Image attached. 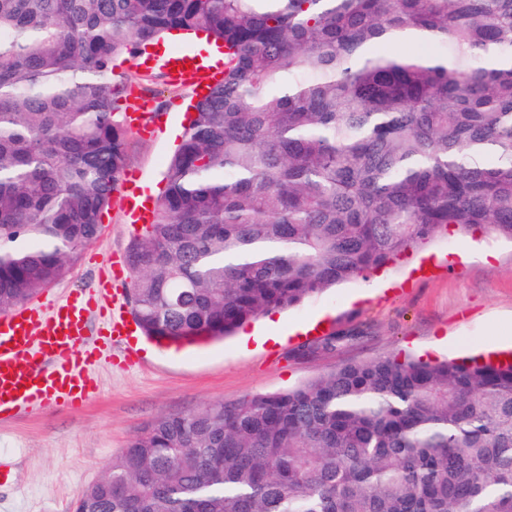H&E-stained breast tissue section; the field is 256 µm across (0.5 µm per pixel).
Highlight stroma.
Here are the masks:
<instances>
[{"label":"stroma","mask_w":512,"mask_h":512,"mask_svg":"<svg viewBox=\"0 0 512 512\" xmlns=\"http://www.w3.org/2000/svg\"><path fill=\"white\" fill-rule=\"evenodd\" d=\"M157 76L134 81L151 89L156 131L130 134L127 172L138 192L157 198L168 160L186 123L191 88ZM138 231L120 199L103 219L66 276L46 288L53 303L89 287L125 258ZM339 336L335 349L307 345L311 328ZM279 334V343L268 334ZM137 360L120 348L95 367L98 392L74 411L34 409L0 424V449L17 454L15 480L0 488V512H73L84 487L125 448L129 438L161 414L187 413L213 400L285 390L339 366L400 353L445 360L512 352V242L443 232L367 279L331 288L300 306L245 324L242 333L199 347L165 348L139 339Z\"/></svg>","instance_id":"35a3bbf8"}]
</instances>
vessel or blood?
I'll use <instances>...</instances> for the list:
<instances>
[{
  "mask_svg": "<svg viewBox=\"0 0 512 512\" xmlns=\"http://www.w3.org/2000/svg\"><path fill=\"white\" fill-rule=\"evenodd\" d=\"M123 119L142 134L154 131L145 100H136ZM99 308L107 315L103 335L119 341L134 336L133 319L108 281L73 292L55 307L38 301L0 313V422L31 407L72 410L95 391L90 373L95 350L86 318Z\"/></svg>",
  "mask_w": 512,
  "mask_h": 512,
  "instance_id": "vessel-or-blood-1",
  "label": "vessel or blood"
}]
</instances>
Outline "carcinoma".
I'll use <instances>...</instances> for the list:
<instances>
[{
	"mask_svg": "<svg viewBox=\"0 0 512 512\" xmlns=\"http://www.w3.org/2000/svg\"><path fill=\"white\" fill-rule=\"evenodd\" d=\"M175 30L224 71L128 249L147 339L220 340L450 226L512 241V0H0L1 311L100 235L115 62ZM405 41L440 51L373 52ZM74 512H512V362L391 354L160 415Z\"/></svg>",
	"mask_w": 512,
	"mask_h": 512,
	"instance_id": "carcinoma-1",
	"label": "carcinoma"
}]
</instances>
